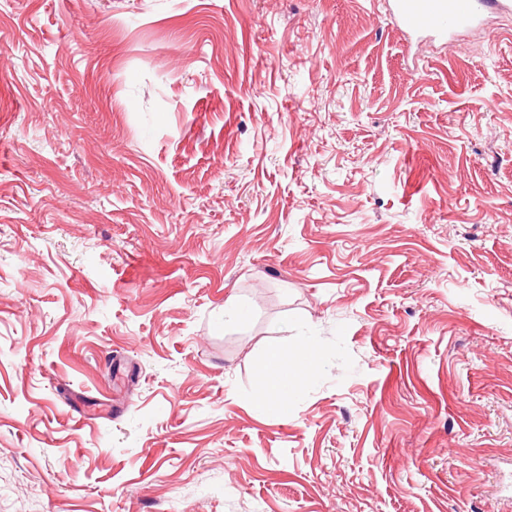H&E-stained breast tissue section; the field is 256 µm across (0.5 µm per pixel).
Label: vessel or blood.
Listing matches in <instances>:
<instances>
[{"mask_svg": "<svg viewBox=\"0 0 512 512\" xmlns=\"http://www.w3.org/2000/svg\"><path fill=\"white\" fill-rule=\"evenodd\" d=\"M491 12L511 13L512 0H392L391 9L408 35L438 38L482 27Z\"/></svg>", "mask_w": 512, "mask_h": 512, "instance_id": "1", "label": "vessel or blood"}]
</instances>
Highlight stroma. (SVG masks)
Returning <instances> with one entry per match:
<instances>
[{
    "mask_svg": "<svg viewBox=\"0 0 512 512\" xmlns=\"http://www.w3.org/2000/svg\"><path fill=\"white\" fill-rule=\"evenodd\" d=\"M0 512H512V14L0 0ZM396 25L410 36L447 38L480 28L491 12L511 13V0H392Z\"/></svg>",
    "mask_w": 512,
    "mask_h": 512,
    "instance_id": "obj_1",
    "label": "stroma"
}]
</instances>
